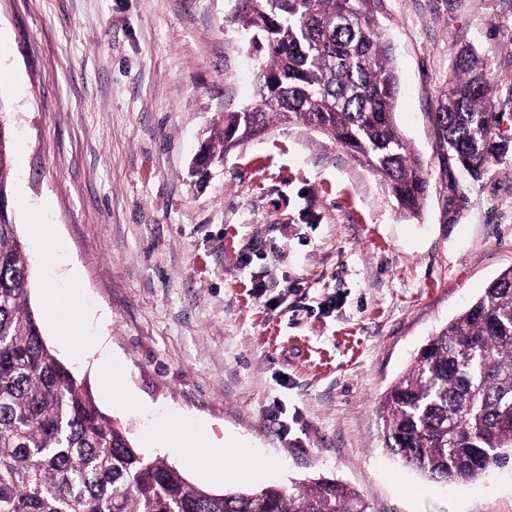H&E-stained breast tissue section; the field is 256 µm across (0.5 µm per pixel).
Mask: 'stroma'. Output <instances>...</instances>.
Wrapping results in <instances>:
<instances>
[{"label":"stroma","instance_id":"35a3bbf8","mask_svg":"<svg viewBox=\"0 0 512 512\" xmlns=\"http://www.w3.org/2000/svg\"><path fill=\"white\" fill-rule=\"evenodd\" d=\"M233 0H0V118L12 129L10 204L32 261L47 343L150 458L224 491L317 478L368 512H512V455L473 482L429 483L384 443L381 404L427 339L512 267V154L442 226L401 211L381 178L328 136L271 123L196 185L191 163L225 112L252 102L258 61ZM401 81L397 125L431 165V114L473 49L512 111V0H383ZM55 230L79 268L40 251ZM108 312L106 399L93 361L59 340L76 309ZM231 433L266 473L199 474L166 442L182 426Z\"/></svg>","mask_w":512,"mask_h":512}]
</instances>
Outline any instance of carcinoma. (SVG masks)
<instances>
[{
	"label": "carcinoma",
	"mask_w": 512,
	"mask_h": 512,
	"mask_svg": "<svg viewBox=\"0 0 512 512\" xmlns=\"http://www.w3.org/2000/svg\"><path fill=\"white\" fill-rule=\"evenodd\" d=\"M382 0H235L227 22L265 51L252 103L224 113L204 143L211 165L281 120L333 139L420 213L424 163L395 123L399 81L377 25ZM491 81L461 53L431 122L443 225L472 200L459 174L484 177L508 153L494 129ZM12 158L0 124V199ZM30 261L11 207L0 213V512H367L334 480L217 494L149 459L54 354L29 305ZM386 444L428 481L469 482L512 448V268L420 348L382 402Z\"/></svg>",
	"instance_id": "cac0c4a2"
}]
</instances>
